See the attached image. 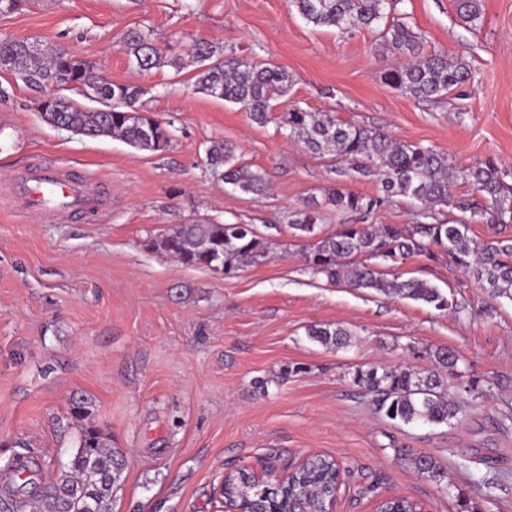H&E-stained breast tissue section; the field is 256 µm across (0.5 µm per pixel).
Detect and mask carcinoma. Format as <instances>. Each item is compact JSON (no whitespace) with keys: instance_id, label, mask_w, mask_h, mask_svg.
<instances>
[{"instance_id":"obj_1","label":"carcinoma","mask_w":512,"mask_h":512,"mask_svg":"<svg viewBox=\"0 0 512 512\" xmlns=\"http://www.w3.org/2000/svg\"><path fill=\"white\" fill-rule=\"evenodd\" d=\"M307 24L341 32L384 25L388 50L398 59L384 73L385 81L415 98L441 96L471 78V70L458 57L421 50L420 34L405 22L389 18L396 0H289ZM459 17L473 22L481 15L480 0H455ZM130 63L141 71L171 66L185 68L178 57L166 58L142 32H132L123 42ZM193 90L241 105L250 120L264 125L271 120L275 102L288 96L293 86L287 68L273 63L223 55L207 43L195 45ZM0 70L19 76L35 87L53 90L38 104L43 122L88 138H118L137 151L161 152L172 141L171 124L147 116L139 105L144 89L109 80L103 70L58 48L47 51L27 40L0 38ZM76 89L98 103L81 107L61 94ZM279 128L309 151L332 161L352 162L355 172L373 176L380 194L363 195L342 187L332 188L327 200L344 213L365 218L401 196L417 205L409 224H341L336 231L318 237L303 249L307 271L330 282L344 281L355 289H373L385 295L422 301L438 310L453 308L451 298L425 280H388L380 267H398L413 257L437 262L448 259L470 273L493 297L512 301V238L479 243L470 235L471 225L487 224L500 234L512 226V172L488 157L457 167L448 154L433 146L409 144L391 131L375 125L354 124L330 112H313L296 104L277 117ZM206 163L221 172L224 183L245 193L261 196L269 184L265 174L243 164L231 146L216 140L206 150ZM466 184L467 195L453 186ZM458 211L459 218L444 222L443 212ZM320 216L309 207L296 214L289 228L297 238L317 237ZM270 239L251 224L194 222L179 224L153 246L190 266L206 267L228 275L255 264L268 254ZM308 336L327 348L347 344L349 333L341 327H315ZM433 370L408 367L380 369L357 365L348 375L353 385L367 390L375 410L385 420L404 425H453L463 416V406L448 393V376L457 375L459 355L441 348L432 352ZM92 398L74 394L70 414L80 423L78 446L62 469L52 462L43 471L45 490L28 497L5 485L0 488V512H112L126 469L125 451L112 445V436L92 419ZM398 458L422 477L446 492L445 471L433 455L414 456L407 448L396 449ZM340 481L335 461L313 455L279 484H266L242 468L224 484V498L247 504L254 512H305L329 507Z\"/></svg>"}]
</instances>
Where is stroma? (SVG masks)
I'll use <instances>...</instances> for the list:
<instances>
[{
	"instance_id": "obj_1",
	"label": "stroma",
	"mask_w": 512,
	"mask_h": 512,
	"mask_svg": "<svg viewBox=\"0 0 512 512\" xmlns=\"http://www.w3.org/2000/svg\"><path fill=\"white\" fill-rule=\"evenodd\" d=\"M481 5L471 24L454 0H399L395 17L426 50L462 57L472 72L427 100L385 82L392 55L378 30L315 28L288 0H27L0 13V38L103 64L112 81L144 88V109L173 130L169 148L150 153L55 129L39 117V93L0 71V468L40 454L67 461L79 438L68 400L83 392L95 423L127 452L114 512H220L224 474L283 477L313 453L341 466L335 512H373L391 496L461 512L395 458L398 448L441 459L478 512H512V301L422 257L386 278L428 281L459 310L311 275L288 227L295 213L316 202L331 233L356 217L328 204L329 189L376 195L379 183L312 154L276 122L257 125L241 106L193 92L192 69L141 72L122 49L135 30L186 60L208 41L287 67L289 103L386 126L458 166L491 156L512 168V0ZM216 139L266 174L267 195L235 191L205 169ZM37 161L96 176L100 208L55 222L10 201L11 180ZM192 221L254 225L272 237L268 254L227 275L153 248ZM315 325L342 326L349 345L313 341ZM439 348L460 357L448 389L467 416L452 427L390 423L348 376L357 365L426 368ZM472 378L484 380L482 398L462 393ZM481 479L491 490L477 488Z\"/></svg>"
}]
</instances>
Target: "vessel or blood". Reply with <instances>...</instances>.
Here are the masks:
<instances>
[{"label": "vessel or blood", "instance_id": "b4317fda", "mask_svg": "<svg viewBox=\"0 0 512 512\" xmlns=\"http://www.w3.org/2000/svg\"><path fill=\"white\" fill-rule=\"evenodd\" d=\"M25 203L55 220L65 219L76 209H93L99 203L94 178L82 182L71 180L52 164L32 167L17 181Z\"/></svg>", "mask_w": 512, "mask_h": 512}]
</instances>
